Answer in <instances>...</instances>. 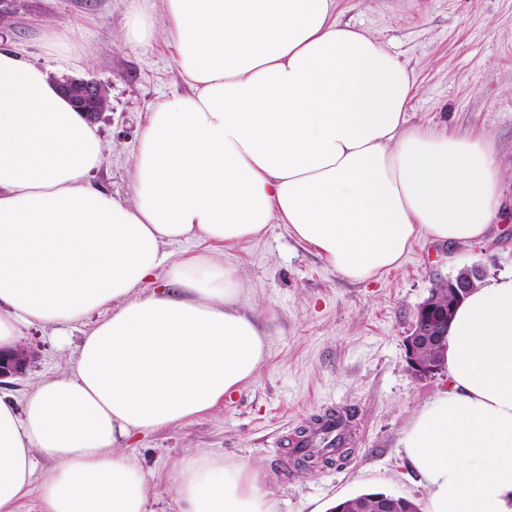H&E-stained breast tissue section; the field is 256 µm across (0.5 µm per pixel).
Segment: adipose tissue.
<instances>
[{"mask_svg":"<svg viewBox=\"0 0 512 512\" xmlns=\"http://www.w3.org/2000/svg\"><path fill=\"white\" fill-rule=\"evenodd\" d=\"M336 0H164L192 88L143 131L133 200L87 178L105 152L48 72L0 47V348L24 328L91 320L22 402L0 396V512H146L138 434L208 413L268 357L238 267L167 245L232 248L285 225L344 280L398 268L412 242L484 238L503 171L490 138L408 123L414 76ZM447 389L402 451L429 512H512V274L448 325ZM50 462L48 471L39 462ZM177 512H274L257 466L180 458Z\"/></svg>","mask_w":512,"mask_h":512,"instance_id":"adipose-tissue-1","label":"adipose tissue"}]
</instances>
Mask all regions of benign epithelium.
<instances>
[{
  "instance_id": "1",
  "label": "benign epithelium",
  "mask_w": 512,
  "mask_h": 512,
  "mask_svg": "<svg viewBox=\"0 0 512 512\" xmlns=\"http://www.w3.org/2000/svg\"><path fill=\"white\" fill-rule=\"evenodd\" d=\"M55 82L61 94L90 121L98 118L102 104L108 101L105 86L94 79L62 77L55 79ZM483 277L481 266H466L448 278L444 286L460 302ZM451 311L452 306L442 305L433 297L425 299L418 306L411 332L405 337L408 361L416 375L426 377L433 372V368L420 363L416 355L423 345L438 348L445 342ZM27 358V350L22 346L14 351L0 352V379L22 373Z\"/></svg>"
}]
</instances>
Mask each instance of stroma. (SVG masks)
Wrapping results in <instances>:
<instances>
[{
  "label": "stroma",
  "mask_w": 512,
  "mask_h": 512,
  "mask_svg": "<svg viewBox=\"0 0 512 512\" xmlns=\"http://www.w3.org/2000/svg\"><path fill=\"white\" fill-rule=\"evenodd\" d=\"M138 7L137 0H0L7 23L0 42L51 76L106 87L108 106L95 126L108 150L90 180L123 203L132 199L134 155L152 106L191 91L162 35L129 43ZM337 11L409 63L417 87L410 124L492 138L504 179L490 233L468 244L419 239L400 268L367 284L341 279L280 224L231 249L172 245L173 260L205 254L242 270V305L259 314L269 353L255 380L213 411L133 440L130 453L151 477L146 512H175L174 463L192 451L259 467L277 512H330L366 492L428 508L400 441L448 377L415 375L404 339L431 288L461 268L480 265L489 278L512 272V0H337ZM87 328L76 323L60 337L26 329L32 360L23 374L0 380V393L22 398L57 373ZM329 410L352 413L351 454L295 469L286 440Z\"/></svg>",
  "instance_id": "obj_1"
}]
</instances>
